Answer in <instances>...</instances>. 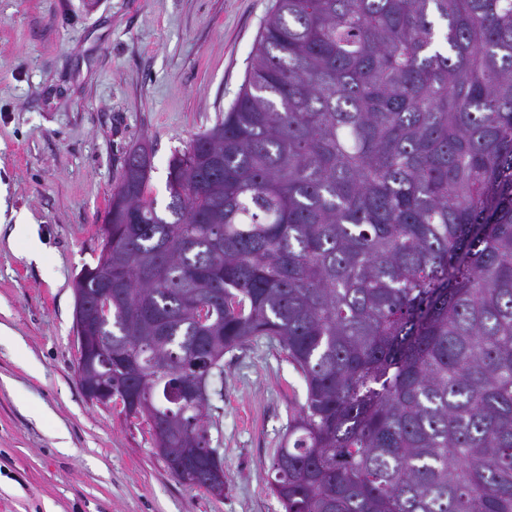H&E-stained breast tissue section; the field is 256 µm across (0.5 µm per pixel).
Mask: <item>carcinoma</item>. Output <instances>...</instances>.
<instances>
[{
  "label": "carcinoma",
  "mask_w": 512,
  "mask_h": 512,
  "mask_svg": "<svg viewBox=\"0 0 512 512\" xmlns=\"http://www.w3.org/2000/svg\"><path fill=\"white\" fill-rule=\"evenodd\" d=\"M143 148L86 283L112 273L126 417L267 338L305 385L270 462L284 512H512V0H276L162 210ZM208 409L151 433L167 468Z\"/></svg>",
  "instance_id": "carcinoma-1"
}]
</instances>
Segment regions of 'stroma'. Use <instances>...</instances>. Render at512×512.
Masks as SVG:
<instances>
[{"mask_svg": "<svg viewBox=\"0 0 512 512\" xmlns=\"http://www.w3.org/2000/svg\"><path fill=\"white\" fill-rule=\"evenodd\" d=\"M275 0H0V512H283L269 461L304 401L274 342L224 355V495L180 483L146 424L79 383L74 281L129 149L168 162L235 100ZM45 246L25 256L15 224Z\"/></svg>", "mask_w": 512, "mask_h": 512, "instance_id": "35a3bbf8", "label": "stroma"}]
</instances>
